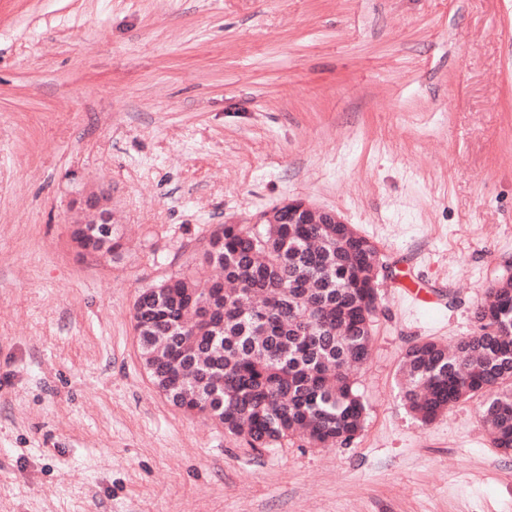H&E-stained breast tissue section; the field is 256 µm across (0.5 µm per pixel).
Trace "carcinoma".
I'll list each match as a JSON object with an SVG mask.
<instances>
[{"label": "carcinoma", "mask_w": 512, "mask_h": 512, "mask_svg": "<svg viewBox=\"0 0 512 512\" xmlns=\"http://www.w3.org/2000/svg\"><path fill=\"white\" fill-rule=\"evenodd\" d=\"M379 251L344 224H226L198 266L142 290L132 318L145 369L177 406L224 426L251 448L288 438L343 447L366 407L355 369L371 355L377 309L362 306V274ZM512 283L487 290L477 332L449 349L406 348L403 397L430 424L458 402L485 397L481 420L512 448Z\"/></svg>", "instance_id": "obj_1"}]
</instances>
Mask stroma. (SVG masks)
<instances>
[{
  "instance_id": "stroma-1",
  "label": "stroma",
  "mask_w": 512,
  "mask_h": 512,
  "mask_svg": "<svg viewBox=\"0 0 512 512\" xmlns=\"http://www.w3.org/2000/svg\"><path fill=\"white\" fill-rule=\"evenodd\" d=\"M105 193L124 247L83 256ZM335 212L383 267L361 431L251 448L143 366L133 304L222 224ZM512 264V0H0V512H512L482 398L401 357ZM108 197L104 193L87 196L81 203L83 213L72 224H112L111 214L107 209Z\"/></svg>"
}]
</instances>
